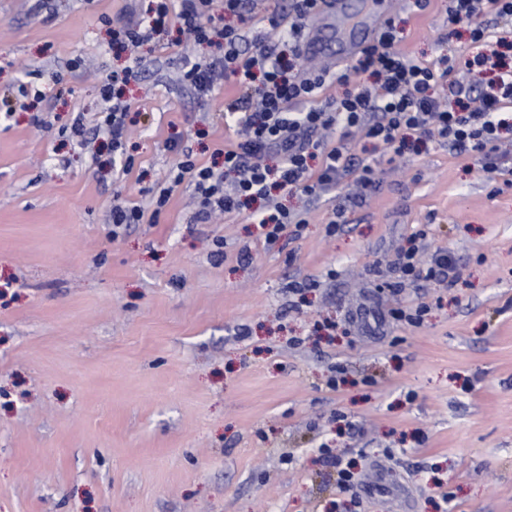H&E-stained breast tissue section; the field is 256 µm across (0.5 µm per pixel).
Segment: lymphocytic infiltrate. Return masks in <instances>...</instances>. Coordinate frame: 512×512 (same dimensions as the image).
Instances as JSON below:
<instances>
[{"instance_id": "lymphocytic-infiltrate-1", "label": "lymphocytic infiltrate", "mask_w": 512, "mask_h": 512, "mask_svg": "<svg viewBox=\"0 0 512 512\" xmlns=\"http://www.w3.org/2000/svg\"><path fill=\"white\" fill-rule=\"evenodd\" d=\"M261 0H180L178 12H171L169 0H155V27L176 23L195 42L216 41L221 54L209 62H196L185 72V79L199 93L214 90L217 74L236 76L244 92L225 107L235 117L242 132L239 140L225 148L224 170L198 165L190 153H182L169 188L156 200L165 206L173 187L184 180L195 185L198 218L208 221L217 213L240 211L250 201L265 202L261 219L268 242H276L288 224L306 221L303 212L287 211L274 199L277 189L296 188L316 195L337 186L352 174L353 160L348 153L351 133L402 156L408 134L433 137L451 147L472 152L484 171L497 170L504 158L500 144L505 133H512V67L500 64V53L493 34L483 20L485 8L497 18L512 21V0H452L448 11L451 22L466 25L471 43L480 46L474 56L477 64H490L496 75L489 88L477 80L455 79L457 64L452 57L437 64L419 62L396 49L397 35L392 23H384L375 40L355 59L336 71L295 70L293 60L301 56V30L291 26L282 31L276 17H269L268 30L253 37L255 49L245 52L239 30L222 26L223 16L242 19L252 16ZM366 74L373 84L357 82ZM341 83L344 93L332 109L317 106L320 90ZM447 84L454 105L443 102L438 87ZM333 128L332 142H312L311 133ZM279 157L278 166H269V157ZM318 167H311V160ZM398 269L403 278L447 279L452 261L438 252L420 262L416 247L402 250Z\"/></svg>"}]
</instances>
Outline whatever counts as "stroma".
Returning a JSON list of instances; mask_svg holds the SVG:
<instances>
[{"label": "stroma", "instance_id": "obj_1", "mask_svg": "<svg viewBox=\"0 0 512 512\" xmlns=\"http://www.w3.org/2000/svg\"><path fill=\"white\" fill-rule=\"evenodd\" d=\"M381 2L411 57L475 55L449 0ZM152 6L0 0V512H512V158L357 137L375 190L277 191L308 222L276 243L258 203L199 221L188 180L113 231V199L154 209L179 149L220 172L237 139L236 78H183L216 46L183 53ZM127 19L150 33L133 54L112 45ZM116 71L127 174L96 130ZM421 229L449 282L394 267Z\"/></svg>", "mask_w": 512, "mask_h": 512}]
</instances>
